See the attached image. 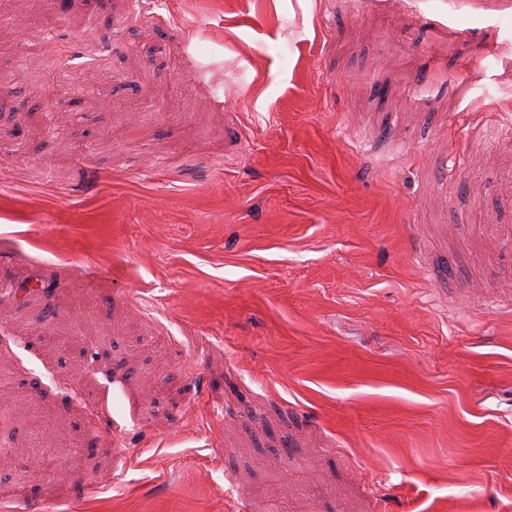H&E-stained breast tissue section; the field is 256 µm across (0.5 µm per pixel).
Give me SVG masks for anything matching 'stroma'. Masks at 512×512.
<instances>
[{
	"label": "stroma",
	"mask_w": 512,
	"mask_h": 512,
	"mask_svg": "<svg viewBox=\"0 0 512 512\" xmlns=\"http://www.w3.org/2000/svg\"><path fill=\"white\" fill-rule=\"evenodd\" d=\"M492 16L0 0V512H512Z\"/></svg>",
	"instance_id": "35a3bbf8"
}]
</instances>
